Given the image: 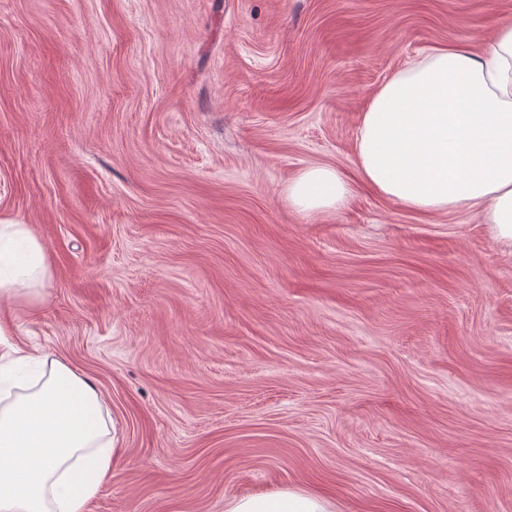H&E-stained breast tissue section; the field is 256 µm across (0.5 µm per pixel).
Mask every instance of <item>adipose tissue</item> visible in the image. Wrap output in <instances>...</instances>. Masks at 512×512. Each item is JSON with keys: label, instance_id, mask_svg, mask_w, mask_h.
Returning a JSON list of instances; mask_svg holds the SVG:
<instances>
[{"label": "adipose tissue", "instance_id": "ef3b65f1", "mask_svg": "<svg viewBox=\"0 0 512 512\" xmlns=\"http://www.w3.org/2000/svg\"><path fill=\"white\" fill-rule=\"evenodd\" d=\"M363 182L415 212L476 209L512 246V25L480 53L438 48L386 80L359 119ZM351 184L326 165L302 170L288 202L307 213L340 209ZM52 273L29 225L0 214V305H36ZM101 391L61 360L19 352L0 365V512H88L117 455ZM224 512H330L297 490L226 502Z\"/></svg>", "mask_w": 512, "mask_h": 512}]
</instances>
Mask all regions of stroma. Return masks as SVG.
<instances>
[{"label":"stroma","mask_w":512,"mask_h":512,"mask_svg":"<svg viewBox=\"0 0 512 512\" xmlns=\"http://www.w3.org/2000/svg\"><path fill=\"white\" fill-rule=\"evenodd\" d=\"M512 0H0V212L43 242L44 349L120 456L89 512H512V249L363 183L373 92ZM351 183L308 214L306 167ZM351 195V184L326 165L305 168L288 186V203L307 213L338 210ZM319 496L297 490L257 493L233 498L224 504L225 512H331Z\"/></svg>","instance_id":"35a3bbf8"}]
</instances>
